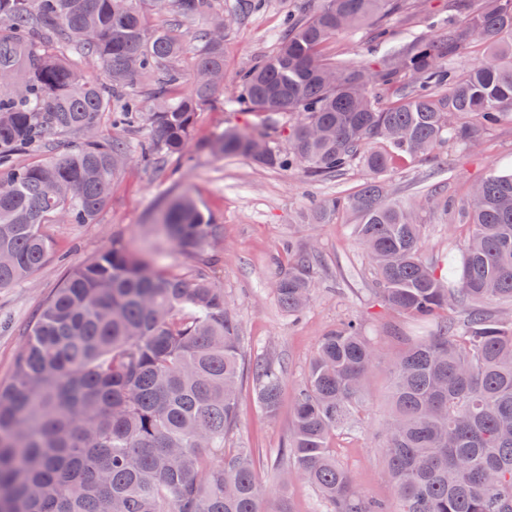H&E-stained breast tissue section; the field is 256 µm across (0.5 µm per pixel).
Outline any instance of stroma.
<instances>
[{
	"label": "stroma",
	"instance_id": "35a3bbf8",
	"mask_svg": "<svg viewBox=\"0 0 512 512\" xmlns=\"http://www.w3.org/2000/svg\"><path fill=\"white\" fill-rule=\"evenodd\" d=\"M410 9H399L387 19L391 38L384 48L371 49L370 30L340 37L327 44L324 58L349 60L379 67L387 49L409 44L427 33L439 35L443 24L460 20L454 0H413ZM315 0H262L261 6L240 22H229L224 36V97L222 103L199 112L193 135L200 144L227 126L252 127L264 114L241 112L228 102L238 93L236 77L272 56L286 18L305 17ZM512 166V126L486 134L474 152L451 148L433 162L417 161L392 174L400 197L423 195L431 179L447 182L449 193L461 194L490 167ZM361 169L344 176L315 181L303 173L269 169L243 157L210 158L191 168H176L173 160L147 165L130 156L112 181L106 207L91 224H50L46 232L53 254L38 270L11 288L0 289V381L7 380L24 346L30 326L47 297L69 271L88 261L119 239L140 251L152 243L159 213L177 196L190 192L207 210L223 234L209 266L211 278L231 300L240 324L245 364L271 358L282 366L283 398L279 413L270 418L255 399L253 380L244 377L238 393L237 421L224 441L225 451L248 448L260 466L259 481L266 493L263 512H274L277 479L271 461L285 448L291 428L292 396L304 376L320 336L343 318L360 313L369 335L383 356L402 348L405 325L373 301V281L360 247L342 224H305L301 218L320 199L355 190L363 181ZM425 256L447 266L452 249L466 238L465 226L449 228L431 209L421 210ZM318 251L324 272L318 275L313 300L297 323L279 307L272 283L287 264L286 244ZM388 374L378 367L366 389L367 408L353 430L333 435L331 448L339 463L369 497L387 501L392 489L383 473L382 422L388 410Z\"/></svg>",
	"mask_w": 512,
	"mask_h": 512
}]
</instances>
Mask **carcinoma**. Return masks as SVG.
<instances>
[{"instance_id": "carcinoma-1", "label": "carcinoma", "mask_w": 512, "mask_h": 512, "mask_svg": "<svg viewBox=\"0 0 512 512\" xmlns=\"http://www.w3.org/2000/svg\"><path fill=\"white\" fill-rule=\"evenodd\" d=\"M398 2L319 0L288 21L276 53L239 75L233 100L267 113L272 127L288 116V135L273 145L265 127L228 128L205 146L318 180L365 168L358 190L322 199L304 222L348 216L375 301L426 329L386 361L393 502L360 491L329 447L333 434L358 427L365 381L382 360L360 317L319 338L278 481L303 480L326 512H512V169L490 170L459 199L436 191L403 202L388 179L407 162L444 146L468 151L512 125V0H467L463 21L390 51L376 71L322 57L327 43L373 22L371 41L384 45L383 20ZM148 13L204 27L188 37L151 31ZM0 21V70L11 76L0 84L1 289L49 258L46 225L89 224L105 208L129 156L118 132L129 116L146 130L142 160L186 155L197 113L222 100L225 25L213 0H0ZM190 40L197 64L188 79L175 62ZM474 40L486 54L460 71L455 62ZM54 41L94 58L107 82L47 48ZM165 64L145 111L132 80ZM401 74L412 83L396 86ZM185 81L189 91L170 97ZM67 132L80 134L68 152L14 164ZM426 206L469 226L450 272L424 256ZM160 226L178 250L208 259L222 235L188 196L170 202ZM287 253L273 290L299 319L319 256L291 244ZM251 374L259 406L276 416L281 365L260 359ZM242 376L239 322L207 270L172 272L112 241L46 300L0 382V512H261L253 453L224 452Z\"/></svg>"}]
</instances>
